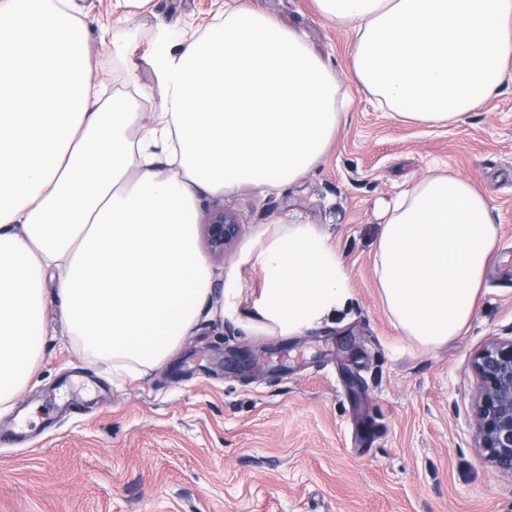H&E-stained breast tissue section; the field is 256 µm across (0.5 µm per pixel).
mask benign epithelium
I'll return each instance as SVG.
<instances>
[{
    "label": "benign epithelium",
    "mask_w": 512,
    "mask_h": 512,
    "mask_svg": "<svg viewBox=\"0 0 512 512\" xmlns=\"http://www.w3.org/2000/svg\"><path fill=\"white\" fill-rule=\"evenodd\" d=\"M201 224L211 251L219 256L239 231L235 217L222 210L207 213ZM472 368L478 383L475 448L495 469L512 473V338L483 347Z\"/></svg>",
    "instance_id": "obj_1"
}]
</instances>
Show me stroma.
Masks as SVG:
<instances>
[{"label":"stroma","instance_id":"stroma-1","mask_svg":"<svg viewBox=\"0 0 512 512\" xmlns=\"http://www.w3.org/2000/svg\"><path fill=\"white\" fill-rule=\"evenodd\" d=\"M93 75L115 85L121 56L204 29L224 0H151L112 21L113 0H78ZM311 43L339 79L352 32L314 0H248ZM351 104L324 157L295 182L199 192L198 213L236 216L223 258L201 246L219 309L138 378L74 350L53 321L14 407L0 413V512H512V474L474 449V353L512 336V80L452 126L404 125L349 85ZM475 178L498 242L469 325L425 350L393 327L374 255L378 208L431 165ZM310 224L344 264L347 308L294 336L263 329L255 262L264 232ZM262 351L241 374L233 351Z\"/></svg>","mask_w":512,"mask_h":512}]
</instances>
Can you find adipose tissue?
Segmentation results:
<instances>
[{
	"label": "adipose tissue",
	"mask_w": 512,
	"mask_h": 512,
	"mask_svg": "<svg viewBox=\"0 0 512 512\" xmlns=\"http://www.w3.org/2000/svg\"><path fill=\"white\" fill-rule=\"evenodd\" d=\"M354 36L350 78L404 123L452 125L512 76V0H315ZM154 61L155 110L90 77L77 0H0V411L29 384L58 306L73 345L138 375L214 293L198 191L277 187L316 164L348 99L315 48L226 0L224 17ZM380 295L424 349L473 319L497 227L478 183L426 175L392 199ZM259 312L302 333L346 306L349 275L308 224L268 234ZM54 278L55 295L44 283Z\"/></svg>",
	"instance_id": "ef3b65f1"
}]
</instances>
